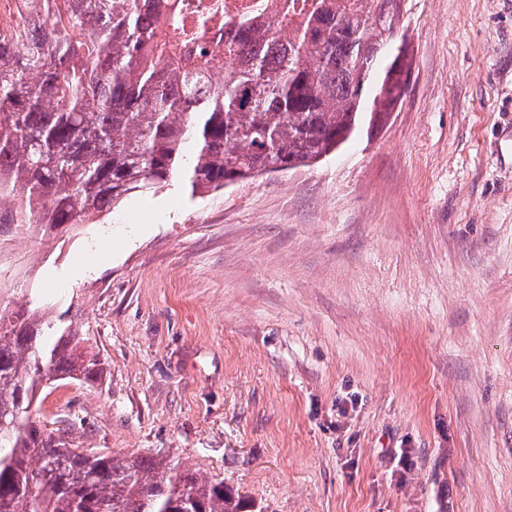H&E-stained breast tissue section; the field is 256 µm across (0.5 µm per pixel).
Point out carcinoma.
Returning <instances> with one entry per match:
<instances>
[{
    "label": "carcinoma",
    "mask_w": 512,
    "mask_h": 512,
    "mask_svg": "<svg viewBox=\"0 0 512 512\" xmlns=\"http://www.w3.org/2000/svg\"><path fill=\"white\" fill-rule=\"evenodd\" d=\"M0 31V227L41 236L106 215L172 180L218 191L306 166L401 100L403 0H279L262 27L188 50L175 0H18ZM231 62L225 72V62ZM64 314L0 299V512H252L255 503L179 462L85 450L81 419L33 418L43 384L96 382L100 356Z\"/></svg>",
    "instance_id": "obj_1"
}]
</instances>
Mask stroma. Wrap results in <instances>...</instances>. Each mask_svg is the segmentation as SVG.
I'll use <instances>...</instances> for the list:
<instances>
[{
  "label": "stroma",
  "mask_w": 512,
  "mask_h": 512,
  "mask_svg": "<svg viewBox=\"0 0 512 512\" xmlns=\"http://www.w3.org/2000/svg\"><path fill=\"white\" fill-rule=\"evenodd\" d=\"M404 30L401 102L337 153L22 238L12 306L104 363L37 419L263 512H512V0H406Z\"/></svg>",
  "instance_id": "stroma-1"
}]
</instances>
